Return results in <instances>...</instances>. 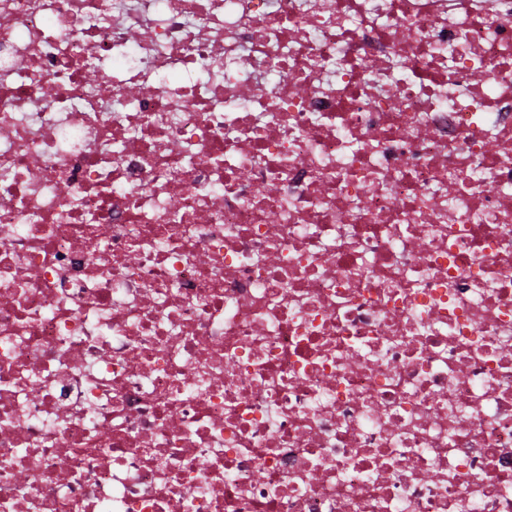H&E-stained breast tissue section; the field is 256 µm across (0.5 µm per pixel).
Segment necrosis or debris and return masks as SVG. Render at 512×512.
<instances>
[{
    "label": "necrosis or debris",
    "mask_w": 512,
    "mask_h": 512,
    "mask_svg": "<svg viewBox=\"0 0 512 512\" xmlns=\"http://www.w3.org/2000/svg\"><path fill=\"white\" fill-rule=\"evenodd\" d=\"M0 512H512V0H0Z\"/></svg>",
    "instance_id": "4bbe7bcc"
}]
</instances>
